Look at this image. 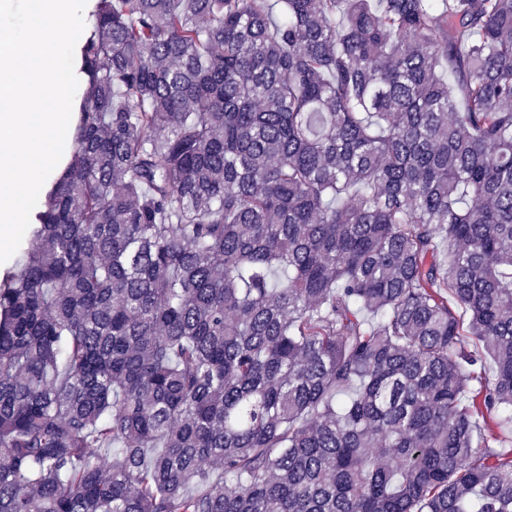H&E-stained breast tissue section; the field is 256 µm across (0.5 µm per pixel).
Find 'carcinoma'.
<instances>
[{"label":"carcinoma","mask_w":512,"mask_h":512,"mask_svg":"<svg viewBox=\"0 0 512 512\" xmlns=\"http://www.w3.org/2000/svg\"><path fill=\"white\" fill-rule=\"evenodd\" d=\"M93 16L0 273V512H512V0Z\"/></svg>","instance_id":"cac0c4a2"}]
</instances>
